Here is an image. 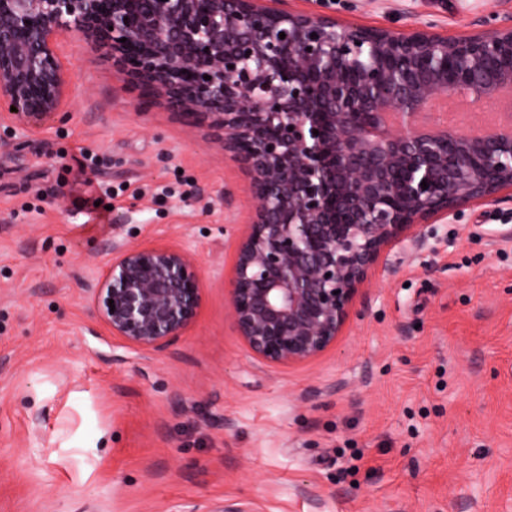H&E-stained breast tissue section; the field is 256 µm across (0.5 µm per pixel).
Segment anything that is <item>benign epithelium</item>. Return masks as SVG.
<instances>
[{"mask_svg": "<svg viewBox=\"0 0 512 512\" xmlns=\"http://www.w3.org/2000/svg\"><path fill=\"white\" fill-rule=\"evenodd\" d=\"M66 33L108 49L129 91L207 125L250 177L254 212L224 288L265 365L319 356L372 272L396 273L394 252L411 257L465 208L512 199V127L415 122L440 96L483 105L512 86V16L448 37L258 0H0V112L17 124L60 112ZM112 253L88 287L96 316L132 349H166L201 306L193 257L119 242Z\"/></svg>", "mask_w": 512, "mask_h": 512, "instance_id": "1", "label": "benign epithelium"}]
</instances>
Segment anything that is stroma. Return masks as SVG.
Returning a JSON list of instances; mask_svg holds the SVG:
<instances>
[{
	"label": "stroma",
	"instance_id": "35a3bbf8",
	"mask_svg": "<svg viewBox=\"0 0 512 512\" xmlns=\"http://www.w3.org/2000/svg\"><path fill=\"white\" fill-rule=\"evenodd\" d=\"M364 26L496 27L512 0H292ZM57 56L61 111L0 117V512H512V202L475 205L334 346L264 366L224 287L252 211L214 134L128 93L107 50ZM91 155L111 195L74 208ZM233 235H225V225ZM188 251L203 300L161 352L93 314L112 244Z\"/></svg>",
	"mask_w": 512,
	"mask_h": 512
}]
</instances>
